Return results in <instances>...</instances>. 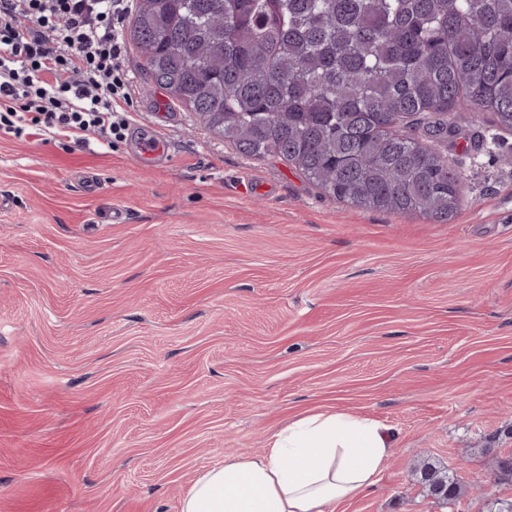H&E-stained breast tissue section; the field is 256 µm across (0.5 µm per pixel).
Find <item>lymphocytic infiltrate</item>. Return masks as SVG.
<instances>
[{
    "instance_id": "f902f5d3",
    "label": "lymphocytic infiltrate",
    "mask_w": 512,
    "mask_h": 512,
    "mask_svg": "<svg viewBox=\"0 0 512 512\" xmlns=\"http://www.w3.org/2000/svg\"><path fill=\"white\" fill-rule=\"evenodd\" d=\"M131 0H0V133L123 142Z\"/></svg>"
}]
</instances>
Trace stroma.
I'll list each match as a JSON object with an SVG mask.
<instances>
[{"label":"stroma","mask_w":512,"mask_h":512,"mask_svg":"<svg viewBox=\"0 0 512 512\" xmlns=\"http://www.w3.org/2000/svg\"><path fill=\"white\" fill-rule=\"evenodd\" d=\"M141 65L127 48L117 148L0 134V512H181L201 471L336 410L395 440L337 512L512 498L483 452H512V130L449 114L450 221L361 209L216 139ZM144 130L168 145L146 164ZM424 460L467 485L454 508ZM415 471L418 482L428 496L442 505L448 506V502L456 503L466 493L459 479L436 463L423 461Z\"/></svg>","instance_id":"35a3bbf8"}]
</instances>
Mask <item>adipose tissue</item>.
Returning a JSON list of instances; mask_svg holds the SVG:
<instances>
[{"mask_svg": "<svg viewBox=\"0 0 512 512\" xmlns=\"http://www.w3.org/2000/svg\"><path fill=\"white\" fill-rule=\"evenodd\" d=\"M394 446L388 426L325 411L275 432L261 456H229L199 473L181 512H334L375 482Z\"/></svg>", "mask_w": 512, "mask_h": 512, "instance_id": "adipose-tissue-1", "label": "adipose tissue"}]
</instances>
